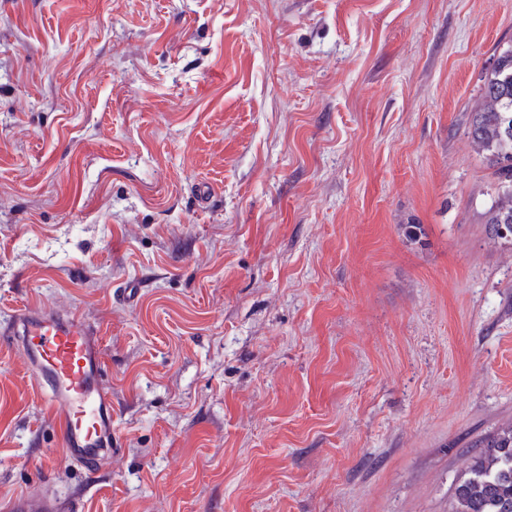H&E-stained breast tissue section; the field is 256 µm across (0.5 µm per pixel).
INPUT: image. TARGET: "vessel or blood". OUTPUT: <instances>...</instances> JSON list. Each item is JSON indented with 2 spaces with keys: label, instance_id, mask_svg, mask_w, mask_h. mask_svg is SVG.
Instances as JSON below:
<instances>
[{
  "label": "vessel or blood",
  "instance_id": "1",
  "mask_svg": "<svg viewBox=\"0 0 512 512\" xmlns=\"http://www.w3.org/2000/svg\"><path fill=\"white\" fill-rule=\"evenodd\" d=\"M0 334L21 351L46 394L63 457L95 468L112 450V392L97 333L71 310L16 309ZM0 512H70L68 504L26 491L0 500Z\"/></svg>",
  "mask_w": 512,
  "mask_h": 512
}]
</instances>
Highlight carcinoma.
<instances>
[{
	"label": "carcinoma",
	"instance_id": "obj_1",
	"mask_svg": "<svg viewBox=\"0 0 512 512\" xmlns=\"http://www.w3.org/2000/svg\"><path fill=\"white\" fill-rule=\"evenodd\" d=\"M466 137L492 169L497 195L487 213L489 235L512 226V39L497 44L480 74ZM477 453L454 488V512H512V424L477 441Z\"/></svg>",
	"mask_w": 512,
	"mask_h": 512
}]
</instances>
